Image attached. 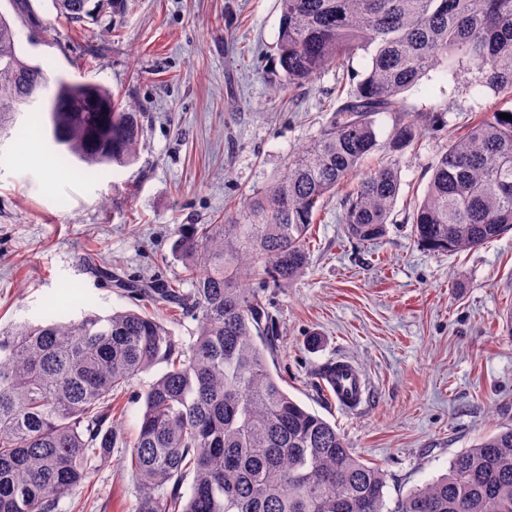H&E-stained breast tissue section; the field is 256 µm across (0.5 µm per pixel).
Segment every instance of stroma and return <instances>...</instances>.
<instances>
[{
    "label": "stroma",
    "mask_w": 512,
    "mask_h": 512,
    "mask_svg": "<svg viewBox=\"0 0 512 512\" xmlns=\"http://www.w3.org/2000/svg\"><path fill=\"white\" fill-rule=\"evenodd\" d=\"M70 25L54 0H12L0 12L20 56L48 79L92 83L134 103L144 136L136 160L87 181L61 176L44 125L29 113L0 142V328L49 319L67 289L82 296L60 318L131 308L99 272L171 278L177 224H220L262 190L288 156L316 136L338 94L335 69L272 93L281 72L278 0H88ZM443 125L406 152L395 222L371 242L348 237L338 200L321 212L304 273L264 296L281 334L268 357L288 394L335 423L351 448L386 475L394 502L448 470L449 459L512 425V230L483 246L433 252L405 222L449 137L512 101L466 91L464 78L429 72L407 93ZM346 356L369 378L367 410L350 417L322 391L316 372ZM144 381L115 398L112 418L131 440ZM124 445L97 476L84 512H132L139 488Z\"/></svg>",
    "instance_id": "stroma-1"
}]
</instances>
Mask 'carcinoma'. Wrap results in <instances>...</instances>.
I'll return each instance as SVG.
<instances>
[{
  "label": "carcinoma",
  "instance_id": "carcinoma-1",
  "mask_svg": "<svg viewBox=\"0 0 512 512\" xmlns=\"http://www.w3.org/2000/svg\"><path fill=\"white\" fill-rule=\"evenodd\" d=\"M55 4L82 20L85 0ZM279 8L286 85L330 66L352 80L347 63L360 51L368 68L318 135L224 223L177 225L178 279L111 274L136 308L0 329V512H58L74 491L92 492L122 442L112 396L157 365L164 371L144 390L128 443L140 489L133 512H512V427L455 454L444 476L388 507L381 468L274 378L275 319L250 287L259 275L280 285L304 272L318 213L355 177L340 199L349 237L385 235L403 156L441 125L437 111H413L404 98L430 71L456 76L471 64L469 89L512 98V0H279ZM46 83L1 23L0 131ZM382 114L393 123L381 143ZM47 120L60 155L87 172L132 163L143 136L132 105L63 78ZM375 152L386 159L361 173ZM406 221L435 252L468 251L512 229V119L493 111L449 140ZM171 309L196 323L187 345L157 316Z\"/></svg>",
  "mask_w": 512,
  "mask_h": 512
}]
</instances>
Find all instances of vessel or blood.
<instances>
[{"mask_svg": "<svg viewBox=\"0 0 512 512\" xmlns=\"http://www.w3.org/2000/svg\"><path fill=\"white\" fill-rule=\"evenodd\" d=\"M319 383L345 414L355 416L362 413L368 402L369 382L349 359L339 357L325 363L320 369Z\"/></svg>", "mask_w": 512, "mask_h": 512, "instance_id": "1", "label": "vessel or blood"}]
</instances>
